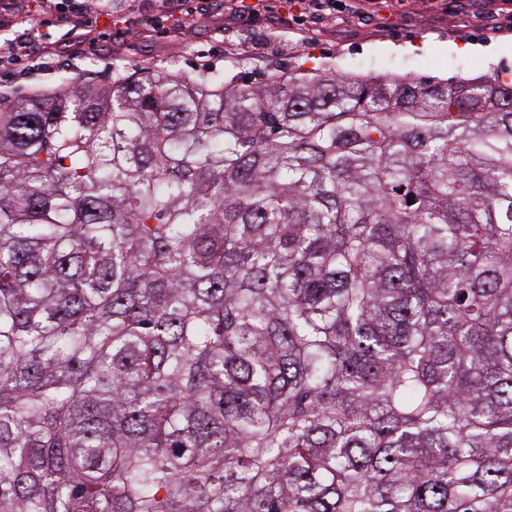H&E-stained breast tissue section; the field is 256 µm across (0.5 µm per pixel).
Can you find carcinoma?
Segmentation results:
<instances>
[{"label":"carcinoma","instance_id":"cac0c4a2","mask_svg":"<svg viewBox=\"0 0 512 512\" xmlns=\"http://www.w3.org/2000/svg\"><path fill=\"white\" fill-rule=\"evenodd\" d=\"M0 512H512V79L0 102Z\"/></svg>","mask_w":512,"mask_h":512}]
</instances>
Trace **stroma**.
Listing matches in <instances>:
<instances>
[{
    "instance_id": "1",
    "label": "stroma",
    "mask_w": 512,
    "mask_h": 512,
    "mask_svg": "<svg viewBox=\"0 0 512 512\" xmlns=\"http://www.w3.org/2000/svg\"><path fill=\"white\" fill-rule=\"evenodd\" d=\"M246 2L254 18L238 17L236 0H218L204 22L182 37L160 33L153 22L155 0H137L132 14L118 7L110 15H89L97 39L81 47L64 40L65 26L47 12L51 48L30 46L24 71H0V86L16 98L87 73L163 66L187 74L206 67L232 75L243 70L258 82L273 66L285 68L299 58L368 77L453 83L494 68L512 74V17L498 11L494 0H346V9L310 20L306 36L287 24L278 0Z\"/></svg>"
}]
</instances>
